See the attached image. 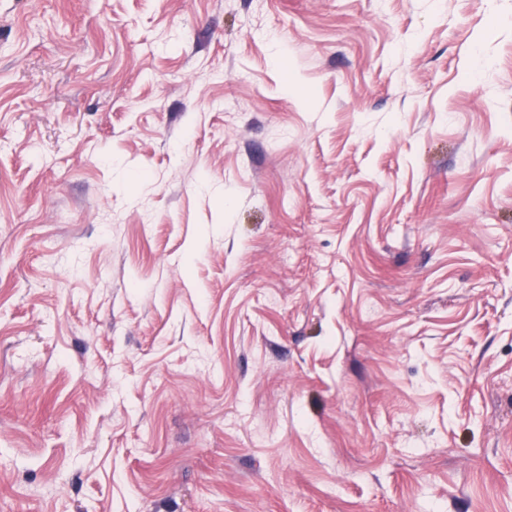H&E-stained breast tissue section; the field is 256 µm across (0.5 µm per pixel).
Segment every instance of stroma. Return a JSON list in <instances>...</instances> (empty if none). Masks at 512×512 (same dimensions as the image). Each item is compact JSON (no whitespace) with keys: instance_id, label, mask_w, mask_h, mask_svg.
I'll use <instances>...</instances> for the list:
<instances>
[{"instance_id":"35a3bbf8","label":"stroma","mask_w":512,"mask_h":512,"mask_svg":"<svg viewBox=\"0 0 512 512\" xmlns=\"http://www.w3.org/2000/svg\"><path fill=\"white\" fill-rule=\"evenodd\" d=\"M0 512H512V0H0Z\"/></svg>"}]
</instances>
